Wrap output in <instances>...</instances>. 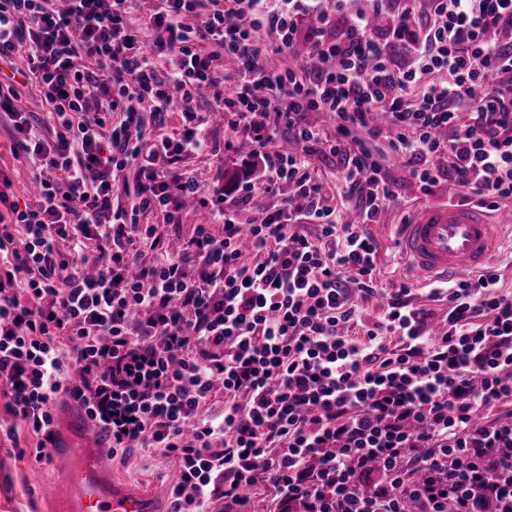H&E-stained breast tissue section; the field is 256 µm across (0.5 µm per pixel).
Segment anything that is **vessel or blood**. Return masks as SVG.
I'll list each match as a JSON object with an SVG mask.
<instances>
[{
	"instance_id": "vessel-or-blood-1",
	"label": "vessel or blood",
	"mask_w": 512,
	"mask_h": 512,
	"mask_svg": "<svg viewBox=\"0 0 512 512\" xmlns=\"http://www.w3.org/2000/svg\"><path fill=\"white\" fill-rule=\"evenodd\" d=\"M499 225L481 210L431 206L402 225L398 243L417 280H448L482 271L491 261ZM110 457L95 455L90 470H78L67 486L48 480L44 494L56 512H158L153 496L110 478Z\"/></svg>"
}]
</instances>
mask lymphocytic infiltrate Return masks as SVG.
<instances>
[{
	"label": "lymphocytic infiltrate",
	"instance_id": "f902f5d3",
	"mask_svg": "<svg viewBox=\"0 0 512 512\" xmlns=\"http://www.w3.org/2000/svg\"><path fill=\"white\" fill-rule=\"evenodd\" d=\"M321 2L0 0V112L37 184L23 207L0 178V403L38 460L62 393L112 455L175 459L171 512H403L407 495L419 512H474L488 494L512 512V456L498 455L512 447V294L495 271L430 286L448 300L435 333L409 285L369 325L355 302L378 292L367 227L393 199L373 143L422 193L444 174L512 197V43L488 37L512 29V0H430L415 31L413 0L341 22ZM20 80L51 120L19 108ZM204 88L226 107L227 148L249 142L263 162V185L243 186L268 198L262 223L237 224L181 166L213 149L190 105ZM312 112L334 114L335 135ZM282 134L295 151L275 148ZM316 153L342 157L359 223L325 204ZM190 201L221 221L174 239Z\"/></svg>",
	"mask_w": 512,
	"mask_h": 512
}]
</instances>
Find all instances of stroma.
<instances>
[{
	"label": "stroma",
	"mask_w": 512,
	"mask_h": 512,
	"mask_svg": "<svg viewBox=\"0 0 512 512\" xmlns=\"http://www.w3.org/2000/svg\"><path fill=\"white\" fill-rule=\"evenodd\" d=\"M197 111L211 113L210 136L216 144L213 153H204L186 162L187 167L205 175L211 188H229L231 176H249L260 180L262 170L255 158L244 152L225 151L222 148L228 129L222 114L216 113V101L208 94H201L193 102ZM11 134L7 126L0 125V170L5 171L13 183V190L19 202H32V171L15 161L11 155ZM309 170L323 184V192L329 205L342 210L349 223H357V204L346 195L340 159L334 155L314 154L309 156ZM379 162L381 175L391 185L394 198L383 215L386 224H406L427 206L442 205L448 202L463 203L481 207L480 197L450 193L447 181L436 184L430 194L420 192L408 164L394 156L391 151H382ZM395 234H388L378 240L380 253V285L385 288V296L359 300L363 319L374 322L387 304L388 294L394 293L401 282L406 266L395 245ZM0 426L15 427V439L0 435V512H50V504L42 490L52 467L46 461L35 460L32 450L33 436L26 427L14 426L13 419L0 404ZM113 477L123 480L133 487L155 495L160 512H169V488L176 475L174 461L161 455H149L134 451L127 459L114 460Z\"/></svg>",
	"instance_id": "stroma-1"
}]
</instances>
